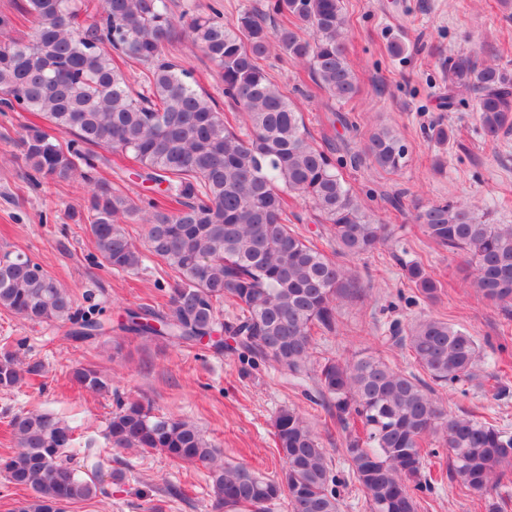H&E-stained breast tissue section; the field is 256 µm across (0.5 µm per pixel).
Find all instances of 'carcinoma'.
<instances>
[{
  "instance_id": "carcinoma-1",
  "label": "carcinoma",
  "mask_w": 512,
  "mask_h": 512,
  "mask_svg": "<svg viewBox=\"0 0 512 512\" xmlns=\"http://www.w3.org/2000/svg\"><path fill=\"white\" fill-rule=\"evenodd\" d=\"M28 40L0 39V106L31 112L42 123L24 126L15 144L36 186L79 176L88 183L87 230L102 264L115 275L139 271L157 259L168 277V310L129 309L122 329L178 347L209 336L217 351L238 352L294 378L308 375L313 333L336 328V302L357 288L355 269L329 258L292 227L288 198L301 199L325 225L336 255L360 258L376 250L387 229L360 205L327 144L311 138L303 116L273 82L263 62L271 53L306 66L313 81L338 101L353 97L355 76L346 56L342 0H268L267 10L174 16L170 0H26ZM220 70L230 112L199 92L191 72L162 57L175 28ZM145 67L141 89L123 67ZM448 91L476 99L482 135L496 141L512 133V71L460 54L448 59ZM105 148L129 159L133 175L155 186L135 202L100 172ZM360 156L397 173L407 148L388 127L369 136ZM146 226L144 248L124 224ZM437 246L465 253L471 286L512 312V224L451 202L416 215ZM425 299L439 282L419 262L405 265ZM237 314L224 320V304ZM0 309L38 323L71 325L84 340L105 334L92 295L78 296L22 253L0 254ZM386 340L408 351L428 380L391 367L373 355L325 360L314 370L310 400L350 421L363 435L346 436L355 481L372 512H418L417 492L431 489L424 444L441 433L451 478L473 495L488 497L512 466V433L468 415H449L432 384L471 377L479 356L472 333L428 317L390 328ZM8 342L0 346V389L39 376ZM73 386L101 395L112 391L103 371L74 367ZM14 451L0 456L8 482L32 491L19 512H65L105 494L103 462L91 448L73 452L71 426L52 413H13ZM284 466L278 480L243 464L218 460L196 424L166 417L149 404H119L106 427L113 449L159 450L174 461L208 468L215 504L235 512L287 500L290 512H339L340 483L319 436L294 409L274 420Z\"/></svg>"
}]
</instances>
